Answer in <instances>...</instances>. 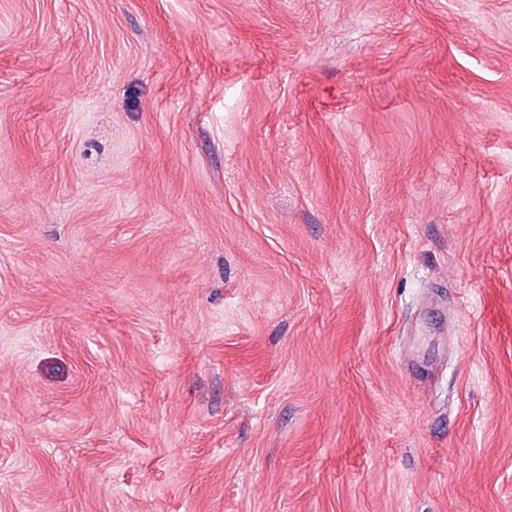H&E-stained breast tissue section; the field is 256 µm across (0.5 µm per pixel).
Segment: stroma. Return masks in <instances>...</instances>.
I'll use <instances>...</instances> for the list:
<instances>
[{
	"mask_svg": "<svg viewBox=\"0 0 512 512\" xmlns=\"http://www.w3.org/2000/svg\"><path fill=\"white\" fill-rule=\"evenodd\" d=\"M0 512H512V0H0Z\"/></svg>",
	"mask_w": 512,
	"mask_h": 512,
	"instance_id": "35a3bbf8",
	"label": "stroma"
}]
</instances>
